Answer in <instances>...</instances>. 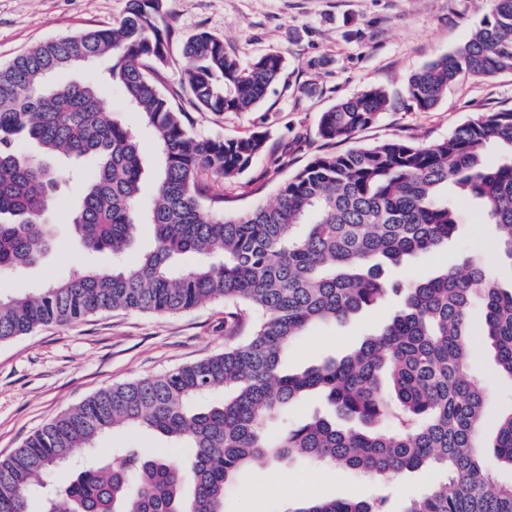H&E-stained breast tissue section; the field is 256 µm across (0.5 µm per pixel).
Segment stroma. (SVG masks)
<instances>
[{"mask_svg":"<svg viewBox=\"0 0 512 512\" xmlns=\"http://www.w3.org/2000/svg\"><path fill=\"white\" fill-rule=\"evenodd\" d=\"M126 0H0V63L51 38L118 22ZM490 0H166L171 31L160 89H181L184 40L199 30L223 39L242 62L280 52L286 68L264 102L248 113L216 116L190 109L193 132L202 137L268 135L264 151L231 182L212 181L214 192L243 209L274 200L280 183L330 146L318 135L322 112L367 88L383 89L389 109L373 126L338 143V150L391 137L428 144L447 137L478 113L512 107V73L477 81L458 77L429 112L407 96L411 76L454 50L489 11ZM61 188L46 214L55 247L37 265L0 276V295L32 293L77 265L107 266L109 254L87 256L72 243L71 203L80 185L68 178L71 160L55 159ZM457 245L409 257L386 276L407 283L459 264L475 250L489 249L497 230L474 202L460 200ZM396 302L365 311L344 323L315 326L289 348L283 365L304 369L325 357L346 354L380 329ZM472 374L489 397L482 439L485 461L502 481L492 449L498 420L512 410V380L496 370L482 336V313L471 328ZM224 305L206 302L178 314L103 312L69 325H50L0 343V457L20 448L28 435L98 390L158 375L223 352ZM372 478L296 462L281 469L265 462L248 466L232 483L225 512H287L298 498L366 499Z\"/></svg>","mask_w":512,"mask_h":512,"instance_id":"obj_1","label":"stroma"}]
</instances>
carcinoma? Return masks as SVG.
I'll list each match as a JSON object with an SVG mask.
<instances>
[{
    "label": "carcinoma",
    "instance_id": "cac0c4a2",
    "mask_svg": "<svg viewBox=\"0 0 512 512\" xmlns=\"http://www.w3.org/2000/svg\"><path fill=\"white\" fill-rule=\"evenodd\" d=\"M164 6L127 0L118 23L49 39L0 65V273L38 263L54 245L45 222L54 156L92 163L73 202L72 235L85 253L116 258L110 267L77 268L34 296L0 297V343L103 311L176 314L214 301L224 303V352L104 388L46 423L0 458V512H32L51 481L55 494L43 498L41 512H224L225 486L259 459L380 481L369 499H308L288 512H392L386 482L421 468L441 480L402 512H512V481L495 480L483 461L486 393L469 379L477 303L498 373L512 379V291L488 271L493 261L512 265V108L480 112L429 144L391 138L318 154L279 185L274 203L231 210L207 177L237 179L267 133L200 137L175 98L183 92L217 115L252 112L286 59L270 52L244 64L224 40L199 31L183 43L182 92L169 96L154 79L170 41ZM86 63L96 67L90 79L62 87L48 80ZM505 72L512 73V0H491L464 44L411 77L408 98L427 112L459 75ZM109 84L155 141L145 208L138 135L101 106ZM388 104L385 91L367 88L322 112L318 134L347 141ZM21 137L39 154L22 152ZM490 145L503 152L495 167L483 162ZM450 186L479 201L499 231L496 245L430 278L389 282L384 268L454 240L460 220ZM143 217L155 246L126 263ZM390 295L399 308L348 354L284 372L283 355L309 327L342 323ZM313 393L328 410L268 432L270 420ZM385 417L386 430L378 425ZM122 429L189 449L190 475L167 453L142 448L71 466ZM493 448L512 472V411L501 417Z\"/></svg>",
    "mask_w": 512,
    "mask_h": 512
}]
</instances>
